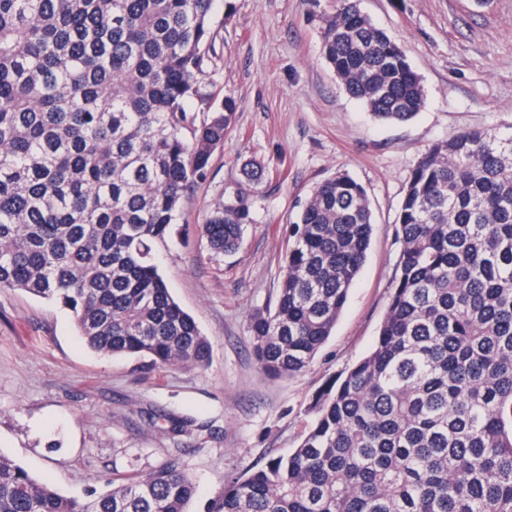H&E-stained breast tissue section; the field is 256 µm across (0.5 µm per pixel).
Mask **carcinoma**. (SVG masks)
I'll list each match as a JSON object with an SVG mask.
<instances>
[{"label": "carcinoma", "instance_id": "carcinoma-1", "mask_svg": "<svg viewBox=\"0 0 512 512\" xmlns=\"http://www.w3.org/2000/svg\"><path fill=\"white\" fill-rule=\"evenodd\" d=\"M214 0H0V291L71 311L106 355L205 366L206 338L153 262L224 146L236 103L205 81ZM322 53L380 121L424 106L404 49L357 7L322 17ZM240 186L200 226L238 250ZM373 212L337 172L290 225L274 307L248 332L273 378L310 366L365 263ZM396 280L367 356L315 400L286 456L225 479L208 512H512V125L433 143L396 224ZM175 459L65 497L0 455V512H186Z\"/></svg>", "mask_w": 512, "mask_h": 512}]
</instances>
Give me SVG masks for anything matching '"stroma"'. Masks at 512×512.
Returning <instances> with one entry per match:
<instances>
[{
  "label": "stroma",
  "mask_w": 512,
  "mask_h": 512,
  "mask_svg": "<svg viewBox=\"0 0 512 512\" xmlns=\"http://www.w3.org/2000/svg\"><path fill=\"white\" fill-rule=\"evenodd\" d=\"M337 0H214L208 79L236 102L208 177L180 208L154 262L210 346L207 366L158 367L106 356L80 339L73 314L0 291V454L63 496L178 460L206 512L228 474L297 448L316 396L371 350L393 286L395 224L418 159L468 128L512 125V0H360L400 44L425 104L404 123L373 120L321 50V18ZM267 174L251 190V224L232 254L201 236L214 204L242 184L246 162ZM345 171L367 190V260L326 343L304 372L263 374L248 332L272 305L285 240L314 186Z\"/></svg>",
  "instance_id": "35a3bbf8"
}]
</instances>
